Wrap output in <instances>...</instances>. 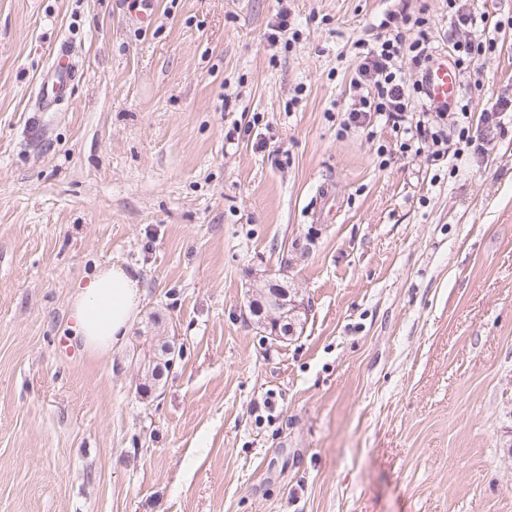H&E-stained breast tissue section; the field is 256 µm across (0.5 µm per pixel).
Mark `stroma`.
<instances>
[{"label": "stroma", "instance_id": "1", "mask_svg": "<svg viewBox=\"0 0 512 512\" xmlns=\"http://www.w3.org/2000/svg\"><path fill=\"white\" fill-rule=\"evenodd\" d=\"M487 4L478 110L512 90V0ZM287 6L271 48L278 0H152L146 29L133 0H0V512H512V128L450 163L338 137L395 2ZM61 40L81 77L43 112ZM106 263L143 295L98 356L70 303ZM266 279L302 333L245 316ZM153 315L180 355L145 395ZM289 18L290 13L288 9L282 6L276 13L274 22L269 25V32H267L266 35L268 46H276L277 43L283 40L285 36L289 34V31L293 29L291 28Z\"/></svg>", "mask_w": 512, "mask_h": 512}]
</instances>
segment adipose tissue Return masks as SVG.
I'll return each mask as SVG.
<instances>
[{
  "label": "adipose tissue",
  "instance_id": "1",
  "mask_svg": "<svg viewBox=\"0 0 512 512\" xmlns=\"http://www.w3.org/2000/svg\"><path fill=\"white\" fill-rule=\"evenodd\" d=\"M140 296L137 277L116 265L102 267L86 283L77 284L72 329L87 352L104 355L125 342Z\"/></svg>",
  "mask_w": 512,
  "mask_h": 512
}]
</instances>
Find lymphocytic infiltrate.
I'll return each mask as SVG.
<instances>
[{"mask_svg":"<svg viewBox=\"0 0 512 512\" xmlns=\"http://www.w3.org/2000/svg\"><path fill=\"white\" fill-rule=\"evenodd\" d=\"M493 18L485 0H448V26L437 35L425 8H412L410 0L384 12L353 44L355 66L348 103L340 116L341 131L388 127L399 137L402 153L426 151L441 160L448 158L453 139L483 152L486 137L501 130L512 113V100L497 98L477 116L466 105L437 109L427 98L424 77L440 43L447 45L458 70L470 71L489 42ZM408 27L417 31L414 40L403 36ZM406 60L411 63L407 69L402 66Z\"/></svg>","mask_w":512,"mask_h":512,"instance_id":"lymphocytic-infiltrate-1","label":"lymphocytic infiltrate"}]
</instances>
